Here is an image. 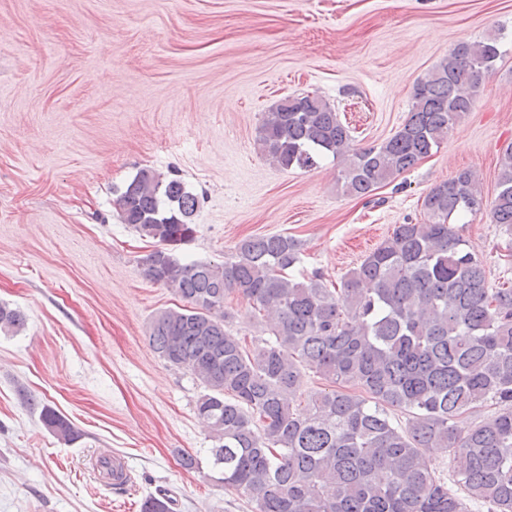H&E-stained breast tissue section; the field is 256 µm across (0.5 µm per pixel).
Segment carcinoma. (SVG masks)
<instances>
[{"instance_id":"cac0c4a2","label":"carcinoma","mask_w":512,"mask_h":512,"mask_svg":"<svg viewBox=\"0 0 512 512\" xmlns=\"http://www.w3.org/2000/svg\"><path fill=\"white\" fill-rule=\"evenodd\" d=\"M500 59L495 38L458 43L416 82L408 118L379 144L352 148L339 113L310 94L263 113L257 142L282 169L341 160L342 191L368 198L439 149ZM198 204L181 180L150 169L113 199L121 223L159 243L140 260L143 277L184 301L151 317L149 343L202 386L195 409L224 487L254 512H468V501L512 512V286L490 287L483 259L450 223L483 209L473 171L431 187L426 220L396 225L333 289L318 273L289 274L303 244L288 234L243 239L222 263L182 261L176 250L195 234ZM489 213L512 233V144ZM231 294L264 313L269 337L249 347L231 332ZM25 322L0 305V332ZM310 372L329 387L305 394L301 413L295 402ZM20 396L58 439L79 437L56 410ZM489 401L495 415L457 428L460 414ZM431 448L448 449L462 495L449 492ZM173 504L151 496L142 509Z\"/></svg>"}]
</instances>
